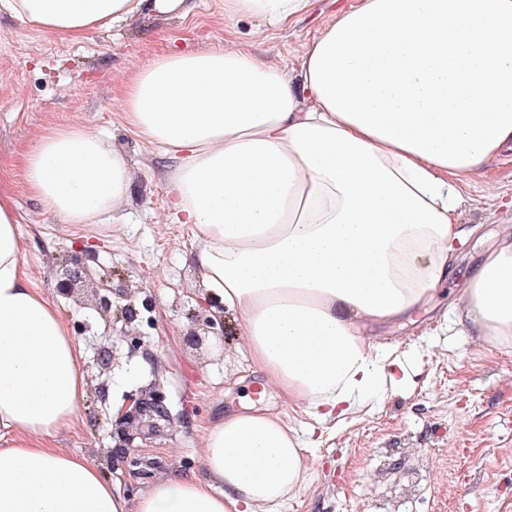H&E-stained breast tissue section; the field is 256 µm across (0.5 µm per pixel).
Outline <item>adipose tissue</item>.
Wrapping results in <instances>:
<instances>
[{
  "label": "adipose tissue",
  "mask_w": 512,
  "mask_h": 512,
  "mask_svg": "<svg viewBox=\"0 0 512 512\" xmlns=\"http://www.w3.org/2000/svg\"><path fill=\"white\" fill-rule=\"evenodd\" d=\"M183 0H0V9L78 39ZM310 0H224L230 15L284 27ZM133 132L162 147L167 219L190 225L193 264L242 327L252 371L322 424L403 382L368 337L425 307L469 242L464 180L333 113L302 74L237 51L175 52L139 70L124 95ZM24 164L31 192L69 224L125 201L130 170L98 132L47 129ZM460 325L512 342V225L463 283ZM87 383L57 308L33 288L19 220L0 195V512H280L307 470L303 442L277 415L228 412L207 430L206 477L154 482L127 503L87 457L53 448L81 421Z\"/></svg>",
  "instance_id": "obj_1"
}]
</instances>
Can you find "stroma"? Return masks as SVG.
Listing matches in <instances>:
<instances>
[{
    "mask_svg": "<svg viewBox=\"0 0 512 512\" xmlns=\"http://www.w3.org/2000/svg\"><path fill=\"white\" fill-rule=\"evenodd\" d=\"M360 0H311L285 27L254 34L255 18L230 16L224 0H186L185 13H144L70 41L0 9V192L19 220L30 280L54 303L78 344L87 410L58 450L101 466L134 500L173 475L205 477V435L217 414L250 403L280 415L299 437L313 419L275 390L256 397L235 317L208 295L191 264L185 225L168 223V156L131 133L123 108L135 72L172 51L242 50L298 79L309 43ZM81 125L104 133L128 162L124 204L93 224H69L30 192L22 153L45 129ZM459 222L475 227L456 272L404 328L376 341L408 373L406 384L327 423L307 449L315 464L281 512H512V345L472 336L461 313L462 281L512 216V151L462 187ZM134 303L131 327L115 326L113 381L96 362L104 321L86 304L92 288ZM204 335L199 346L191 331ZM158 390L166 419L142 417L133 444L140 472L115 450L114 406Z\"/></svg>",
    "mask_w": 512,
    "mask_h": 512,
    "instance_id": "1",
    "label": "stroma"
}]
</instances>
